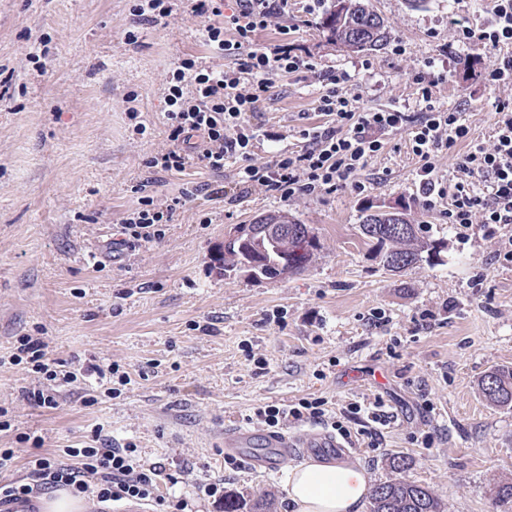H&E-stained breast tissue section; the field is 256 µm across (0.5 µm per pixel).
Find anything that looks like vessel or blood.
Returning <instances> with one entry per match:
<instances>
[{
  "label": "vessel or blood",
  "instance_id": "vessel-or-blood-1",
  "mask_svg": "<svg viewBox=\"0 0 512 512\" xmlns=\"http://www.w3.org/2000/svg\"><path fill=\"white\" fill-rule=\"evenodd\" d=\"M224 451L245 457L257 468L273 467L288 457L311 456L338 461L347 454L346 447L331 435L286 430L258 439L241 427L225 429Z\"/></svg>",
  "mask_w": 512,
  "mask_h": 512
}]
</instances>
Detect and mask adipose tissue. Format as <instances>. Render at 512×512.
Instances as JSON below:
<instances>
[{
	"instance_id": "obj_1",
	"label": "adipose tissue",
	"mask_w": 512,
	"mask_h": 512,
	"mask_svg": "<svg viewBox=\"0 0 512 512\" xmlns=\"http://www.w3.org/2000/svg\"><path fill=\"white\" fill-rule=\"evenodd\" d=\"M285 485L293 512H360L368 491L364 470L351 462L292 467Z\"/></svg>"
}]
</instances>
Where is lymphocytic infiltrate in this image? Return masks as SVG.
I'll return each instance as SVG.
<instances>
[{"instance_id":"lymphocytic-infiltrate-1","label":"lymphocytic infiltrate","mask_w":512,"mask_h":512,"mask_svg":"<svg viewBox=\"0 0 512 512\" xmlns=\"http://www.w3.org/2000/svg\"><path fill=\"white\" fill-rule=\"evenodd\" d=\"M189 2L192 13L205 20L201 29L205 45L217 55L237 57L238 67L232 71L200 68L187 57L170 72L164 102L171 147L151 157L148 166L153 171L181 172L199 164L220 173L228 159L238 158L242 164L236 172V185L242 190L258 184L285 200L332 193L344 186L360 194L366 190L361 172L384 149L386 134L402 130L419 163L416 175L424 208L446 207L449 223L462 229L475 224H512V96L495 98L492 103L495 136L488 149L471 141V129L460 110L436 107L434 74L423 70L413 74L421 110L412 116L397 109H364L360 94L351 90L353 75L332 69L321 73L325 89L316 101L325 124L303 131L305 144L300 150L277 153L258 165L251 154L256 137L252 116L265 100L273 77L308 66L287 46L253 47L256 34L287 7L288 0H236V9L229 15L224 12V0ZM486 10L491 21L483 28L456 21V38L464 45L478 40L495 49L485 83L494 89L512 87V0H488ZM460 143L467 149L458 158L457 180L444 185L436 174L435 159ZM171 217V210L158 207L153 197H143L139 207L122 221L126 244L132 247L160 238L161 225ZM13 360L43 374V382L25 394L40 407H55L54 382L69 384L77 378L75 372L51 369L46 345L38 337H20ZM255 417L273 431L292 421L332 420L319 398L267 404L256 408ZM161 473L160 466L142 463L136 444L131 442L69 448L61 458L32 460L33 484L0 486V501L30 500L38 482L65 486L102 502H155Z\"/></svg>"}]
</instances>
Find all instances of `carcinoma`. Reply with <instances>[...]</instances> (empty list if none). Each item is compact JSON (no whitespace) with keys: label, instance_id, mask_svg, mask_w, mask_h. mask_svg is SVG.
Masks as SVG:
<instances>
[{"label":"carcinoma","instance_id":"carcinoma-1","mask_svg":"<svg viewBox=\"0 0 512 512\" xmlns=\"http://www.w3.org/2000/svg\"><path fill=\"white\" fill-rule=\"evenodd\" d=\"M321 28L328 33V39L358 51L375 50L388 39V26L379 14L365 3V0H348L345 12L336 10L331 3L329 12L321 22ZM403 212L395 208L391 211L381 208L367 213L359 225L361 235L373 244L375 257L382 266L392 271H403L409 266L437 255L442 243L419 234L415 228L404 237L387 234L377 236V232L393 224H404ZM314 241L313 251L292 259L294 248L283 246L262 256L264 273L261 277L275 279L277 265L288 262L291 273L305 268L319 248V240L313 228L301 225ZM479 386L485 399L496 407L512 408V368H495L482 376ZM369 512H439L437 499L426 487L400 479H390L378 484L369 502Z\"/></svg>","mask_w":512,"mask_h":512}]
</instances>
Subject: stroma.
Segmentation results:
<instances>
[{
    "label": "stroma",
    "instance_id": "stroma-1",
    "mask_svg": "<svg viewBox=\"0 0 512 512\" xmlns=\"http://www.w3.org/2000/svg\"><path fill=\"white\" fill-rule=\"evenodd\" d=\"M132 0H0V406L12 427L0 448L14 451L0 483L29 482L33 456L80 448L103 429L134 442L143 461L162 467L158 493L171 512L179 499L194 512H224L205 494L273 501L291 512L288 464L262 472L229 469L220 446L236 424L265 433L256 407L303 397L342 413L351 401L383 399L392 412L378 447L356 442L370 485L399 478L427 487L440 512H498L496 487L512 481V409L489 404L481 377L512 368V264L495 261L512 224L476 225L459 236L440 210L419 203L417 160L405 131L351 187L314 196L237 189L238 161L223 173L203 167L154 172L146 162L168 150L163 88L180 59L234 67L205 46L185 0L158 24L134 25ZM387 22L380 49L356 52L329 41L325 7L288 0L257 33L256 47L288 45L312 63L274 78L253 119L255 162L301 148V130L319 125L316 72L354 74L366 108L417 114L411 77L432 65L445 81L433 89L441 109L464 112L473 138L494 143L496 97L483 81L492 50L458 45L454 20L485 26L481 0H369ZM136 42H128V30ZM402 53H395V45ZM40 52L39 62L30 55ZM371 68H363V60ZM137 117H130V110ZM143 123L144 134L133 131ZM196 188L183 198L186 184ZM224 195H215V186ZM173 204L159 239L128 247L121 224L141 195ZM403 208L408 222L444 240L438 259L389 272L362 240L368 206ZM278 212L310 225L320 241L310 263L285 278L226 276L212 256L235 227ZM434 316L417 326L422 313ZM22 336H40L51 364L66 369L119 365L129 383L115 394L84 384L60 388L57 405L30 403L38 374L14 364ZM437 433L433 447L418 438ZM41 437V448L19 442ZM407 461L393 471L396 457Z\"/></svg>",
    "mask_w": 512,
    "mask_h": 512
}]
</instances>
